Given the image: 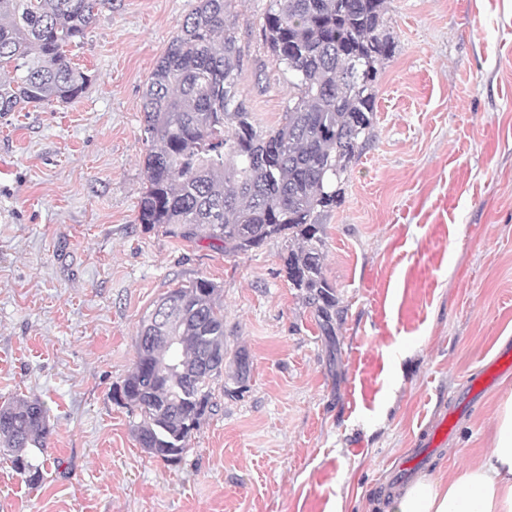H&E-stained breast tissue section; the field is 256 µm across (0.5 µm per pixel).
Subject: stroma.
I'll use <instances>...</instances> for the list:
<instances>
[{"instance_id":"obj_1","label":"stroma","mask_w":512,"mask_h":512,"mask_svg":"<svg viewBox=\"0 0 512 512\" xmlns=\"http://www.w3.org/2000/svg\"><path fill=\"white\" fill-rule=\"evenodd\" d=\"M195 0H112L68 56L75 102L0 118V403L41 399L46 476L0 455V512H375L390 469L512 337V0H386L372 137L324 212L336 349L281 241L227 255L139 224L145 83ZM238 0L241 98L261 128L293 93ZM219 289L216 405L181 462L146 454L112 399L170 289ZM246 351L245 386L231 378ZM462 414L427 472L491 448L499 398Z\"/></svg>"}]
</instances>
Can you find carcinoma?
Listing matches in <instances>:
<instances>
[{"label":"carcinoma","mask_w":512,"mask_h":512,"mask_svg":"<svg viewBox=\"0 0 512 512\" xmlns=\"http://www.w3.org/2000/svg\"><path fill=\"white\" fill-rule=\"evenodd\" d=\"M104 2L0 0V117L80 98L89 76L66 48L85 38ZM235 2L196 0L147 80L138 221L228 255L281 239L288 282L332 344L336 294L323 272L320 216L371 136L379 65L393 49L386 0H269L261 33L288 72L293 104L266 130L240 99ZM167 296L179 343L142 320L134 368L112 398L137 418L140 447L174 463L213 407L227 350L214 283L199 278ZM49 434L41 400L0 407V451L30 485L44 480Z\"/></svg>","instance_id":"carcinoma-1"}]
</instances>
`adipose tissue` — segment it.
<instances>
[{"label": "adipose tissue", "instance_id": "1", "mask_svg": "<svg viewBox=\"0 0 512 512\" xmlns=\"http://www.w3.org/2000/svg\"><path fill=\"white\" fill-rule=\"evenodd\" d=\"M383 512H512V394L503 397L492 448L452 478L422 475L386 500Z\"/></svg>", "mask_w": 512, "mask_h": 512}]
</instances>
